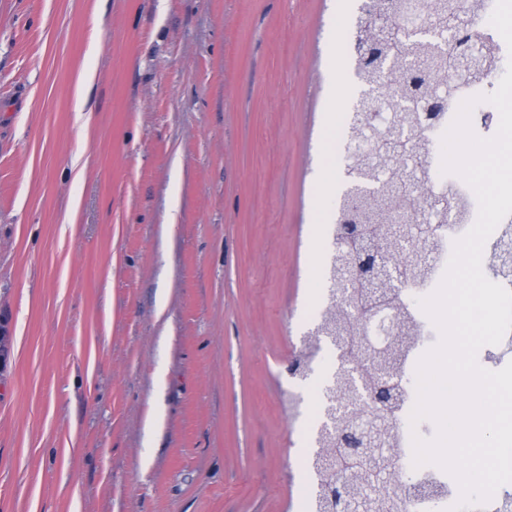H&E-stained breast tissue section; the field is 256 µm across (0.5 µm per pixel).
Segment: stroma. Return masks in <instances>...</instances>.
I'll list each match as a JSON object with an SVG mask.
<instances>
[{"mask_svg": "<svg viewBox=\"0 0 512 512\" xmlns=\"http://www.w3.org/2000/svg\"><path fill=\"white\" fill-rule=\"evenodd\" d=\"M360 5L0 0V512H303ZM338 173L335 172L333 161V150L330 142L324 140L321 146V161L318 166L319 184L323 188H328L337 179Z\"/></svg>", "mask_w": 512, "mask_h": 512, "instance_id": "35a3bbf8", "label": "stroma"}]
</instances>
